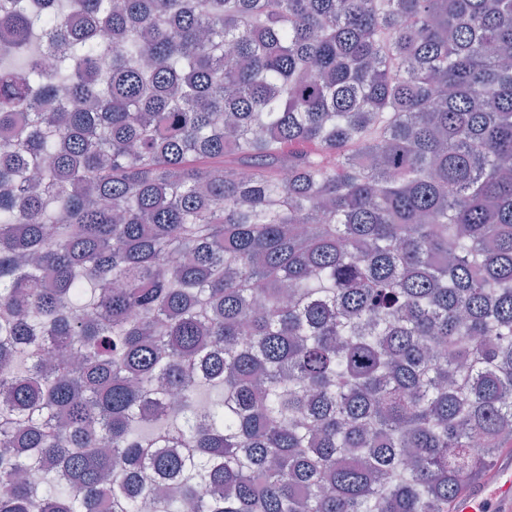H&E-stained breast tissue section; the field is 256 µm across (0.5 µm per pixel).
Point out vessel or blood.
<instances>
[{"mask_svg": "<svg viewBox=\"0 0 512 512\" xmlns=\"http://www.w3.org/2000/svg\"><path fill=\"white\" fill-rule=\"evenodd\" d=\"M454 512H512V452L503 451L483 481L467 487Z\"/></svg>", "mask_w": 512, "mask_h": 512, "instance_id": "obj_1", "label": "vessel or blood"}]
</instances>
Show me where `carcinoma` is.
Instances as JSON below:
<instances>
[{"label":"carcinoma","mask_w":512,"mask_h":512,"mask_svg":"<svg viewBox=\"0 0 512 512\" xmlns=\"http://www.w3.org/2000/svg\"><path fill=\"white\" fill-rule=\"evenodd\" d=\"M504 448L512 0L0 4V512H448Z\"/></svg>","instance_id":"carcinoma-1"}]
</instances>
